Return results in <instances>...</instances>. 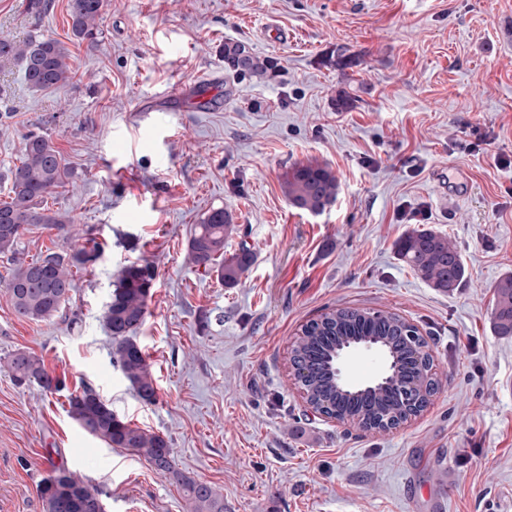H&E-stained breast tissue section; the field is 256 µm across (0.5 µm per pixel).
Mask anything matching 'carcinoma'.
<instances>
[{"instance_id":"obj_1","label":"carcinoma","mask_w":512,"mask_h":512,"mask_svg":"<svg viewBox=\"0 0 512 512\" xmlns=\"http://www.w3.org/2000/svg\"><path fill=\"white\" fill-rule=\"evenodd\" d=\"M108 0H68L71 31L78 41L93 37ZM224 57L241 72L264 74L273 61L259 62L240 46L224 47ZM0 59L18 61L24 79L34 91L64 90L74 78L69 48L50 37L34 36L20 41L0 31ZM8 200L0 202V256L10 265L6 293L18 317L46 321L59 316L74 288L73 269H88L99 258L98 244L77 249L65 261L55 252L31 261L21 257L20 240L33 224H64L58 213L43 206L45 198L65 187L70 172L60 151L42 134L27 136L20 164L11 171ZM284 191L290 204L318 213L336 200L338 182L326 165L305 162L287 173ZM232 220L224 209L210 212L195 225L188 241L193 264L226 286L238 283L254 256L243 243L224 256V242L233 232ZM397 254L430 287L446 293L466 278L461 251L448 237L432 229H414L396 243ZM155 274L148 265L131 263L121 268L115 289L106 305L103 320L112 339L113 359L137 397L144 403L157 400L155 379L145 354L136 341L147 314V301ZM495 333L512 335V275L496 285L492 311ZM358 336H374L390 347L401 360L403 373L392 380L393 388L356 395L350 402L337 394L336 379L326 375L323 357ZM418 329L403 318L381 310L352 307L333 308L301 325L291 349L290 364L307 404L319 414L344 422L356 418L367 430L387 432L424 410L438 388L432 373L433 357ZM8 368L19 384L50 390L61 380L51 376L37 355L17 351ZM68 413L86 431L111 448H125L147 461L155 470L169 474L181 487L190 512H224V497L213 487L175 468L170 440L124 420L92 388L85 387L68 398ZM43 512H98L99 489L77 473L55 468L38 485Z\"/></svg>"}]
</instances>
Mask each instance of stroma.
Returning <instances> with one entry per match:
<instances>
[{"label":"stroma","instance_id":"35a3bbf8","mask_svg":"<svg viewBox=\"0 0 512 512\" xmlns=\"http://www.w3.org/2000/svg\"><path fill=\"white\" fill-rule=\"evenodd\" d=\"M0 28L69 48L64 90L32 91L0 61V200L29 133L70 171L48 196L24 258L104 243L62 315L17 317L0 258V512H43L56 467L96 485L107 512H190L173 479L108 447L68 414L88 386L135 425L171 441L175 466L215 487L227 512H431L411 487L457 482L445 512H512V336L491 325L512 273V0H111L94 39L76 41L67 0L42 15L0 0ZM283 31L287 41L272 38ZM276 68L231 69L227 44ZM215 77V105L189 90ZM345 110H337L339 97ZM328 165L335 202L314 214L283 188L298 162ZM460 249L468 276L443 294L399 259L419 228ZM254 261L234 287L195 267L188 240L212 210ZM156 273L137 335L157 386L142 402L112 358L103 313L119 269ZM383 310L426 338L440 381L418 416L383 434L308 408L288 363L300 326L325 310ZM60 378L17 384V350Z\"/></svg>","mask_w":512,"mask_h":512}]
</instances>
